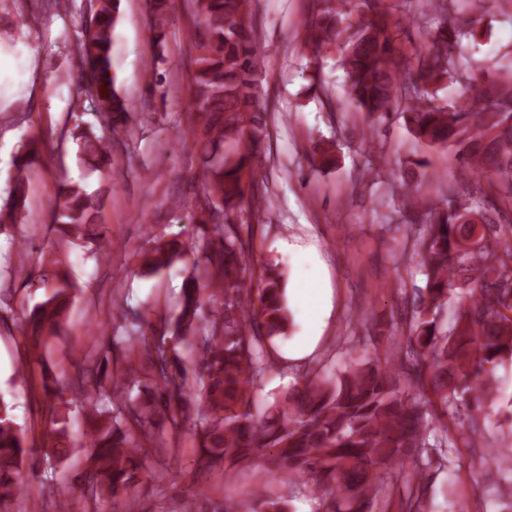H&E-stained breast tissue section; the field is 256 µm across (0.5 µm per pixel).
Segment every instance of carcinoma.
Here are the masks:
<instances>
[{"label":"carcinoma","mask_w":512,"mask_h":512,"mask_svg":"<svg viewBox=\"0 0 512 512\" xmlns=\"http://www.w3.org/2000/svg\"><path fill=\"white\" fill-rule=\"evenodd\" d=\"M305 25L303 46L309 64L336 49L346 75V95L368 115L384 122L396 99L398 73L412 90L408 130L430 146L456 149V158L471 171L494 173L503 206L486 216V234L475 246L460 233L468 214L481 212V201L450 197L432 206L413 188L403 193L407 210L425 209L428 233L416 238L413 253L426 275L414 289L413 309L400 336L384 350V363L347 362L340 370L310 367L291 391L261 405L257 391L272 368L268 347L283 336L290 313L284 294V270L264 266L258 279L247 277L243 217L260 218L270 200L247 193L257 148L268 134L258 110L257 73L264 66L255 30L247 22L252 0H194L195 24L188 33L194 72L189 116L199 158L200 189L179 199L173 209L186 212L187 237L167 239L151 234L134 250L145 273L159 274L177 262L186 276L175 314L158 312L123 349L128 368L112 375L105 387L97 367H85L90 390L81 401L66 399L61 388L44 384L58 399L45 453L62 461L75 441L69 434L71 412L83 414L88 492L97 501L126 492L138 479L156 430L168 422L178 426L172 406L195 403L200 419L196 432L202 471L220 470L230 479L255 454L266 457L267 477L259 483L251 512H286L284 496L270 488L303 481L324 512H370L373 492L385 475L402 470L406 455L426 447L428 437L456 446L455 433L433 412L439 407L464 415L472 444L499 453L485 442L487 409L496 398L495 369L512 357V77L490 71L473 78L462 71L455 47L476 37L482 10L460 20L451 14L455 0H425L440 23L433 30L413 28L425 37L426 50L415 63H403L383 0H315ZM155 49L164 51L172 25V0H145ZM121 0H95L77 36V94L88 98L111 136H99L79 123L70 133L77 160L90 172L112 168V144L128 135L133 104L121 93L112 65V35ZM465 82L472 100L453 109L436 104L432 86L442 80ZM41 144L30 140L14 159L15 176L0 206V230L14 224L26 207L30 173L41 161ZM112 183L87 189L78 181L60 184L47 209L57 238L81 241L104 258L107 230L100 222ZM16 273L38 265L49 297L24 315L23 333L34 345L67 335L68 311L76 284L58 258L28 252L18 243ZM454 306L448 329L439 328L436 312ZM177 344L200 345L195 379L188 384L177 349L165 347L164 336ZM14 404L0 396V508L18 490V478L30 454L26 437L14 421Z\"/></svg>","instance_id":"1"}]
</instances>
